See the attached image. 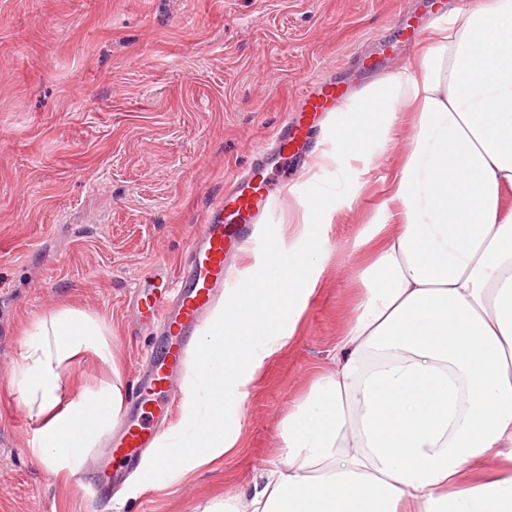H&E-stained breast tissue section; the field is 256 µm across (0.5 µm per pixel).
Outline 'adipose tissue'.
Returning <instances> with one entry per match:
<instances>
[{
  "mask_svg": "<svg viewBox=\"0 0 512 512\" xmlns=\"http://www.w3.org/2000/svg\"><path fill=\"white\" fill-rule=\"evenodd\" d=\"M413 130L362 240L360 294L317 376L282 423L280 455L249 489L205 512H512V0L450 6L401 67L352 93L311 165L370 167L372 139L400 113ZM325 260L315 243L274 254L261 288L213 319L187 402L191 445L170 476L235 451L224 396L255 381L293 340ZM105 326L63 307L24 330L9 384L40 440L29 454L58 479L122 408L120 385L65 393L83 350L108 358Z\"/></svg>",
  "mask_w": 512,
  "mask_h": 512,
  "instance_id": "adipose-tissue-1",
  "label": "adipose tissue"
}]
</instances>
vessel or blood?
<instances>
[{
	"label": "vessel or blood",
	"instance_id": "vessel-or-blood-1",
	"mask_svg": "<svg viewBox=\"0 0 512 512\" xmlns=\"http://www.w3.org/2000/svg\"><path fill=\"white\" fill-rule=\"evenodd\" d=\"M341 98L335 85L324 81L306 90L302 109L315 114L331 112ZM306 135L307 127L299 116H286L272 145L255 151L247 174L236 177L224 196L209 206L179 267L159 290L137 289L136 309L141 321L152 328V343L146 357L136 364L112 456L101 464L100 475L91 486L96 499H111L141 472L145 451L156 447L171 417L195 337L224 293L230 258L252 238L257 222L278 193L287 189L283 177L288 173V158Z\"/></svg>",
	"mask_w": 512,
	"mask_h": 512
}]
</instances>
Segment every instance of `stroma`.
Listing matches in <instances>:
<instances>
[{"mask_svg": "<svg viewBox=\"0 0 512 512\" xmlns=\"http://www.w3.org/2000/svg\"><path fill=\"white\" fill-rule=\"evenodd\" d=\"M435 0H0V367L21 330L75 307L103 319L119 369L93 352L65 370L66 389L130 386L147 332L129 299L150 273L175 267L224 181L248 165L304 89L324 77L354 91L406 54L403 25L422 29ZM412 131L401 115L375 145L366 176L294 161L293 194L278 197L242 282H261L273 253L302 248L289 208L355 197L310 228L328 252L295 339L242 391L237 449L178 476L147 478L99 506L82 478L109 452L103 434L80 479L58 482L27 452L32 426L0 376V512H203L245 486L279 450L283 420L332 365L363 265L358 238L377 215Z\"/></svg>", "mask_w": 512, "mask_h": 512, "instance_id": "35a3bbf8", "label": "stroma"}]
</instances>
